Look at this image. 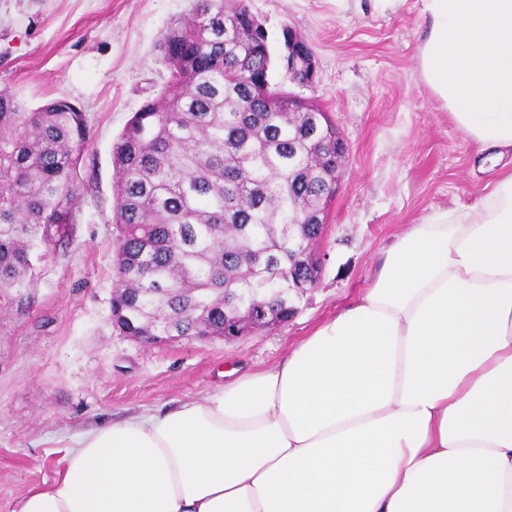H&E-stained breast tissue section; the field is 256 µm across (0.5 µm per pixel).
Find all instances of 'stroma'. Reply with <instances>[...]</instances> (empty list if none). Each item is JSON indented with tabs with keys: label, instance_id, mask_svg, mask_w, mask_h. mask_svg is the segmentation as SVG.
<instances>
[{
	"label": "stroma",
	"instance_id": "1",
	"mask_svg": "<svg viewBox=\"0 0 512 512\" xmlns=\"http://www.w3.org/2000/svg\"><path fill=\"white\" fill-rule=\"evenodd\" d=\"M268 33L271 78L329 113L347 143L341 187L315 251L319 284L272 330L232 342L145 345L113 329L112 144L168 79L159 41L189 0H0V90L28 106L64 97L92 137L80 166L93 176L69 243L57 249L23 311L0 316V512H14L53 476L58 442L130 415L167 410L223 387L234 364L277 365L320 323L370 287L396 235L437 210L480 202L512 168L479 160L421 79V0H248ZM312 45L316 74L288 81L282 33Z\"/></svg>",
	"mask_w": 512,
	"mask_h": 512
}]
</instances>
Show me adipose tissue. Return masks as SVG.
Wrapping results in <instances>:
<instances>
[{"label":"adipose tissue","mask_w":512,"mask_h":512,"mask_svg":"<svg viewBox=\"0 0 512 512\" xmlns=\"http://www.w3.org/2000/svg\"><path fill=\"white\" fill-rule=\"evenodd\" d=\"M421 76L512 151V0H421ZM16 512H512V170L275 367L69 438Z\"/></svg>","instance_id":"ef3b65f1"}]
</instances>
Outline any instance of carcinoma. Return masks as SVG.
Masks as SVG:
<instances>
[{
  "mask_svg": "<svg viewBox=\"0 0 512 512\" xmlns=\"http://www.w3.org/2000/svg\"><path fill=\"white\" fill-rule=\"evenodd\" d=\"M245 0H190L159 43L169 79L112 145V325L133 338L222 336L233 298L288 320L305 289L293 258L318 238L342 176L328 114L288 110ZM87 119L58 97L0 91V312L22 309L76 223ZM263 253L265 264L255 265ZM273 284L277 290L261 289Z\"/></svg>",
  "mask_w": 512,
  "mask_h": 512,
  "instance_id": "cac0c4a2",
  "label": "carcinoma"
}]
</instances>
